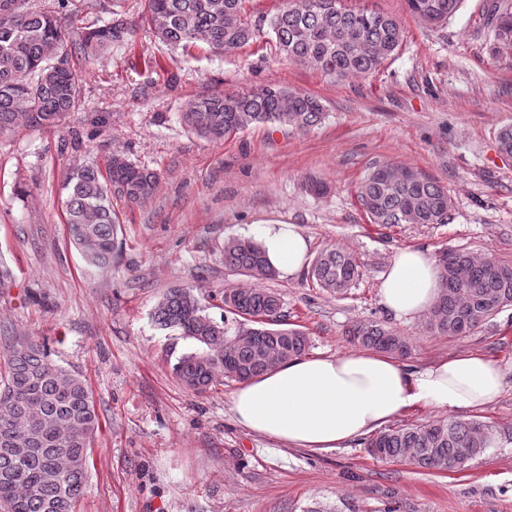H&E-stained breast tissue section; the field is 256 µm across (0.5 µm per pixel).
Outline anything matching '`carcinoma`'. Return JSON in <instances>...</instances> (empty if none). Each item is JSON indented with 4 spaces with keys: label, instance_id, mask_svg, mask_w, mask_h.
Instances as JSON below:
<instances>
[{
    "label": "carcinoma",
    "instance_id": "carcinoma-1",
    "mask_svg": "<svg viewBox=\"0 0 512 512\" xmlns=\"http://www.w3.org/2000/svg\"><path fill=\"white\" fill-rule=\"evenodd\" d=\"M245 0H145L143 22L163 43L187 47L197 42L215 54L232 53L268 27L277 53L306 64L333 82L379 70L401 47L403 28L393 16L347 9L342 0H283L255 23L243 18ZM463 0H406L421 23L439 27L453 18ZM86 7L80 0H56L50 7L30 0H0V133L21 124L53 127L80 101V79L70 65L75 56H96L133 40L134 26L109 21L76 31L68 19ZM493 42L498 54L512 50V0L491 5ZM324 118L316 97L283 87L192 99L179 113L182 128L220 141L252 125L267 124L304 133ZM157 175L123 156L106 172L72 161L63 176L70 241L86 267L112 265L120 224L112 196L140 205L154 194ZM356 198L371 223L448 224L452 200L438 181L393 163L374 164L356 187ZM224 266L252 280L276 270L261 243L229 238ZM441 294L426 317L430 333L469 334L512 307V264L465 250H447L438 259ZM310 277L323 291L342 297L362 276L356 255L327 248L311 262ZM224 310L239 318L234 332L205 313L189 288H171L152 312L154 323L193 340L197 349L173 367L186 387L204 393L224 380L245 382L306 353L310 339L288 328L282 303L256 287L224 290ZM351 343L395 357L410 351L409 340L378 322H360L347 331ZM100 428L93 394L83 376L57 365L44 345L15 337L0 346V509L3 512H76L84 492L89 450ZM493 426L476 420H435L389 427L364 442L378 459L424 469L460 471L487 450Z\"/></svg>",
    "mask_w": 512,
    "mask_h": 512
}]
</instances>
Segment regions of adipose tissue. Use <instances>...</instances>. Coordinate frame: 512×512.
Returning <instances> with one entry per match:
<instances>
[{
  "instance_id": "adipose-tissue-1",
  "label": "adipose tissue",
  "mask_w": 512,
  "mask_h": 512,
  "mask_svg": "<svg viewBox=\"0 0 512 512\" xmlns=\"http://www.w3.org/2000/svg\"><path fill=\"white\" fill-rule=\"evenodd\" d=\"M261 243L283 275L298 273L309 245L295 225L269 221ZM441 290L439 268L419 248L395 252L379 288L380 302L400 320L428 313ZM499 363L479 353L445 359L412 372L397 358L368 350L302 356L237 387L229 396L235 419L277 443L327 451L373 432L418 405L451 413L493 403L504 388Z\"/></svg>"
}]
</instances>
